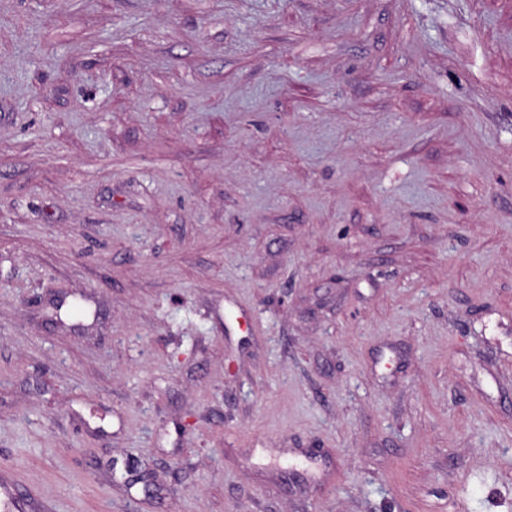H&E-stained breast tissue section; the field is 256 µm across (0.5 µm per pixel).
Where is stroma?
Returning a JSON list of instances; mask_svg holds the SVG:
<instances>
[{
  "mask_svg": "<svg viewBox=\"0 0 512 512\" xmlns=\"http://www.w3.org/2000/svg\"><path fill=\"white\" fill-rule=\"evenodd\" d=\"M2 475L512 512V0H0Z\"/></svg>",
  "mask_w": 512,
  "mask_h": 512,
  "instance_id": "obj_1",
  "label": "stroma"
}]
</instances>
